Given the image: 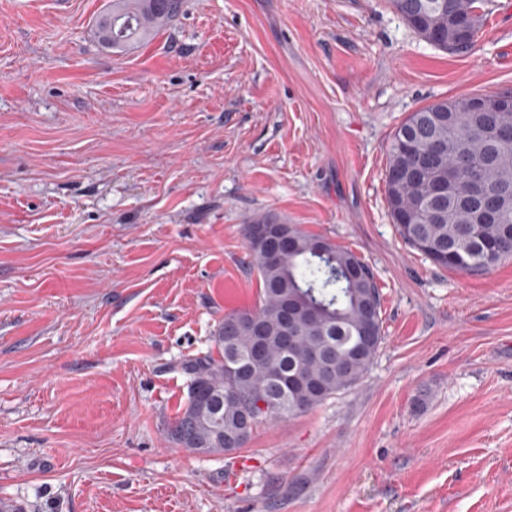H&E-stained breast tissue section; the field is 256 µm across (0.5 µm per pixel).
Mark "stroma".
Instances as JSON below:
<instances>
[{"mask_svg":"<svg viewBox=\"0 0 512 512\" xmlns=\"http://www.w3.org/2000/svg\"><path fill=\"white\" fill-rule=\"evenodd\" d=\"M111 0H0V499L26 512H512V257L482 275L400 238L411 112L512 90V0L475 48L389 0H184L101 46ZM271 216L352 250L384 340L353 390L234 455L171 442L181 366L259 284Z\"/></svg>","mask_w":512,"mask_h":512,"instance_id":"1","label":"stroma"}]
</instances>
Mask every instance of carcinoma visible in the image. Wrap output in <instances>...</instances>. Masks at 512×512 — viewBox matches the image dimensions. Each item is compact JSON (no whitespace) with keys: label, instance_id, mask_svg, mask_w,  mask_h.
Here are the masks:
<instances>
[{"label":"carcinoma","instance_id":"1","mask_svg":"<svg viewBox=\"0 0 512 512\" xmlns=\"http://www.w3.org/2000/svg\"><path fill=\"white\" fill-rule=\"evenodd\" d=\"M406 24L429 44L452 54L470 52L491 0H391ZM183 0H112L95 20L98 40L123 52L148 39L181 11ZM469 36L460 46L454 27ZM481 95L441 100L411 113L388 149L386 201L400 237L433 264L481 274L512 257V148L494 140L512 132V106L479 112ZM478 184L501 209L484 222L470 189ZM243 226L249 267L261 282L258 305L224 315L210 349L188 359V396L167 432L196 454H227L226 439L247 447L263 421L305 413L346 393L368 373L384 339L382 298L370 267L354 252L296 224H275L292 250L274 253L253 227ZM292 298L307 310L292 323L282 313ZM262 353L254 356L256 339ZM241 369L228 375V367Z\"/></svg>","mask_w":512,"mask_h":512}]
</instances>
